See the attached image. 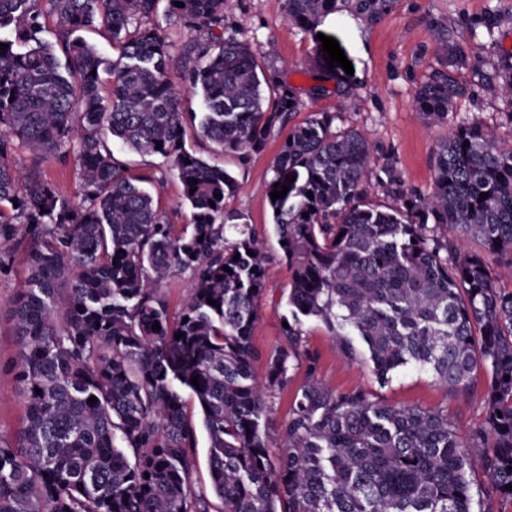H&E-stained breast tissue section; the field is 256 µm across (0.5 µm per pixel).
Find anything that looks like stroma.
<instances>
[{"label":"stroma","instance_id":"stroma-1","mask_svg":"<svg viewBox=\"0 0 512 512\" xmlns=\"http://www.w3.org/2000/svg\"><path fill=\"white\" fill-rule=\"evenodd\" d=\"M491 9L499 10L503 21L493 35H486L478 21ZM226 25L240 29L249 39L256 60L270 85L292 91L300 100L297 112L276 124L263 151L246 161L225 156L215 143L201 137L194 126L185 128V145L196 155L225 166L237 179L235 193L227 207L251 224L261 249L269 256L267 288L256 306L257 319L252 343L256 353L253 374L264 381L266 363L285 346L283 322L290 315L287 304L292 271L281 258L268 202L272 167L290 130L303 124L315 112H334L336 129L360 131L372 144L391 154L405 184L417 192L429 193L433 182L432 151L450 126L479 121L502 139L512 141V102L498 89L497 73L485 67L457 72L458 81L469 94L449 114L447 124L430 126L417 115L413 93L435 63L434 22L448 25L455 41L478 55L497 60L512 54V0H400L396 10L369 26L347 15H332L313 28L303 30L291 22L284 0H226ZM338 41L353 74H341L339 81H327L322 95L312 89L319 74L327 72L321 36ZM350 89L349 99L336 95L337 82ZM133 174L145 177L146 188L165 212L170 223L183 226L193 221V210L182 197L175 171L154 154H138L115 148ZM25 260L24 249L8 250L0 260V436L12 439L21 427L22 400L9 369L18 346L11 334L9 308L20 288ZM308 350L317 354L318 379L329 389L343 391L362 387L381 403L396 407L438 410L447 414L464 443L486 426L487 398L483 387L454 396L431 373L406 366L378 380L368 356L348 360L324 325L308 319L303 324ZM288 389L276 393L271 403L268 432L271 455H278V429L287 418L296 390L307 380L305 368L291 372Z\"/></svg>","mask_w":512,"mask_h":512}]
</instances>
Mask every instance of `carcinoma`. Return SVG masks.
Masks as SVG:
<instances>
[{"label":"carcinoma","mask_w":512,"mask_h":512,"mask_svg":"<svg viewBox=\"0 0 512 512\" xmlns=\"http://www.w3.org/2000/svg\"><path fill=\"white\" fill-rule=\"evenodd\" d=\"M158 2L0 0V28L16 23L14 39L0 42V203H17L15 219L0 214V249L24 243L27 255L10 308L25 413L15 440L0 437V512H473L477 466L512 497V290L482 255L456 257L441 235L451 228L512 267V148L480 123L455 126L435 144L427 194L407 187L387 158L381 184L396 207L383 210L365 201L375 145L357 130L335 131L333 112L294 128L269 184L289 185L270 207L292 269L291 319L287 347L259 383L252 331L266 259L251 226L226 208L235 177L185 146L168 79L171 40L149 22ZM179 2L175 25L224 30L183 49L185 79L202 99L199 132L227 156L261 152L297 99L263 89L250 45L224 28V0ZM398 3L285 0V9L308 29L336 13L374 24ZM47 12L53 45L38 38ZM96 21L120 49L108 64V98L105 61L75 36ZM434 38L436 64L413 103L426 123L442 125L469 94L455 73L484 61L446 25L435 24ZM17 42L28 50L15 51ZM495 68L500 89L511 91L512 56ZM111 140L170 163L192 224L168 222ZM16 146L74 159L82 200L35 168L18 172L9 159ZM186 272L193 295L173 321L160 283ZM305 318L320 321L351 360L358 337L381 380L414 365L457 394L484 382L493 443L476 457L440 411L385 405L362 387L327 388L304 345ZM295 362L308 379L274 461L271 398L288 388ZM199 425L207 491L193 480Z\"/></svg>","instance_id":"carcinoma-1"}]
</instances>
